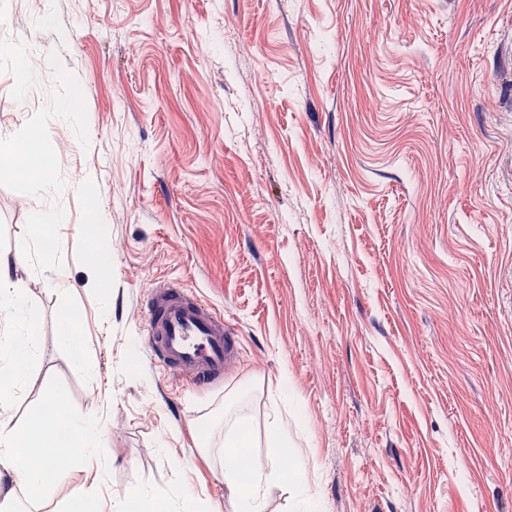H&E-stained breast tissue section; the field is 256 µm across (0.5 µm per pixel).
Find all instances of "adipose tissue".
<instances>
[{"label":"adipose tissue","instance_id":"ef3b65f1","mask_svg":"<svg viewBox=\"0 0 512 512\" xmlns=\"http://www.w3.org/2000/svg\"><path fill=\"white\" fill-rule=\"evenodd\" d=\"M0 310L11 321V335L0 341V364L6 365L19 384L16 369L35 361L37 341L33 330V310L28 305L21 283L13 282L11 260L0 255ZM80 450L92 455L107 454L108 448L98 420L76 410L65 414H39L30 434H21L5 407H0V512H9L18 486L35 494L51 491L44 471L56 458ZM239 452V440L227 436L224 442V484L233 512H266L267 493L277 479L274 458H267L253 471L249 481H241L233 462Z\"/></svg>","mask_w":512,"mask_h":512}]
</instances>
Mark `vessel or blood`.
Segmentation results:
<instances>
[{
	"label": "vessel or blood",
	"mask_w": 512,
	"mask_h": 512,
	"mask_svg": "<svg viewBox=\"0 0 512 512\" xmlns=\"http://www.w3.org/2000/svg\"><path fill=\"white\" fill-rule=\"evenodd\" d=\"M143 320L147 349L170 373L197 386L223 377L236 351L234 333L181 283L155 289L143 307Z\"/></svg>",
	"instance_id": "vessel-or-blood-1"
}]
</instances>
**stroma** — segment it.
Returning <instances> with one entry per match:
<instances>
[{
	"label": "stroma",
	"mask_w": 512,
	"mask_h": 512,
	"mask_svg": "<svg viewBox=\"0 0 512 512\" xmlns=\"http://www.w3.org/2000/svg\"><path fill=\"white\" fill-rule=\"evenodd\" d=\"M0 254L38 356L0 396L94 415L108 457L45 497L232 512L226 426L293 469L268 512H512V0H0ZM60 209L41 256L36 215ZM176 280L236 333L223 380L170 377L141 304ZM73 328L74 340L60 336ZM0 57H10L18 68L22 70H28L30 78L34 75L35 67L30 60L31 52H29L26 48L17 45H5L1 43Z\"/></svg>",
	"instance_id": "35a3bbf8"
}]
</instances>
